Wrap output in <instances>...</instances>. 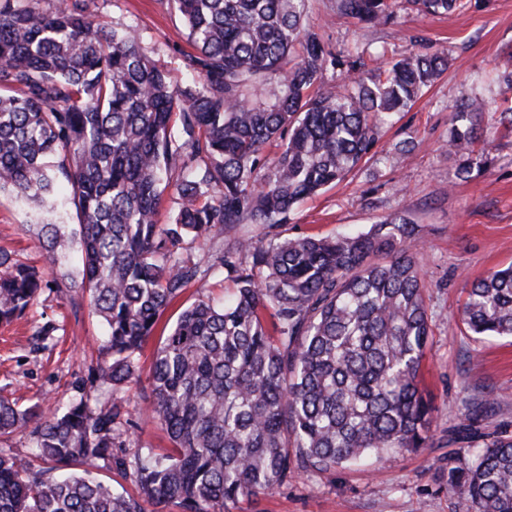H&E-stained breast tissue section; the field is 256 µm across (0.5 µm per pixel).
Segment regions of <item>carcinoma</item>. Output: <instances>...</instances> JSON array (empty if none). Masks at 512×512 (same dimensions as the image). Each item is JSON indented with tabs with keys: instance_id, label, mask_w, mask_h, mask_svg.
<instances>
[{
	"instance_id": "obj_1",
	"label": "carcinoma",
	"mask_w": 512,
	"mask_h": 512,
	"mask_svg": "<svg viewBox=\"0 0 512 512\" xmlns=\"http://www.w3.org/2000/svg\"><path fill=\"white\" fill-rule=\"evenodd\" d=\"M0 0V192L53 215L68 191L78 228L42 221L55 286L86 297L106 327L105 360L63 407L20 410L0 396V436L32 427L34 456L0 455V512H226L228 504L344 468L369 455L428 446L433 407L422 388L431 336L414 225L386 219L366 234L281 239L305 199L368 155L378 128L448 64L411 53L312 94L336 55L305 24L307 0H160L183 18L191 82L171 87L131 26L107 28L89 0ZM424 15L470 0H336L342 14L386 24L402 4ZM486 103L450 119L457 174L479 157ZM279 142L269 160L267 144ZM177 205L158 223L164 195ZM244 224L262 229L239 233ZM202 242L209 259L186 251ZM217 273L224 303L198 298L157 347L144 412L169 452L123 451L132 421L93 392L133 381L161 314ZM48 280L0 249V323L35 304ZM460 320L476 340L512 337V264L474 281ZM467 408L448 459L460 512H512V434L483 428ZM110 460L139 497L116 493L76 465Z\"/></svg>"
}]
</instances>
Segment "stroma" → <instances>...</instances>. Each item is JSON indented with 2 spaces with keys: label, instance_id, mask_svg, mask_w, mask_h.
I'll return each mask as SVG.
<instances>
[{
  "label": "stroma",
  "instance_id": "1",
  "mask_svg": "<svg viewBox=\"0 0 512 512\" xmlns=\"http://www.w3.org/2000/svg\"><path fill=\"white\" fill-rule=\"evenodd\" d=\"M307 22L339 57L362 48L365 68H385L398 55L447 52L448 67L406 111L385 126L370 155L337 185L307 199L280 227L281 237H333L368 231L400 214L417 227L415 258L432 317L426 349L425 388L434 406L432 441L415 452L387 455L359 466L302 477L288 487L231 505L229 512H458L440 483L458 448L448 442L466 405L491 400L485 425L512 432V339L468 336L459 320L470 284L512 263V131L491 127L480 147L488 163L457 177L449 154L448 121L461 102L479 97L502 102L499 77L512 70V0H471L468 9L422 16L401 8L385 25L356 23L336 0H308ZM96 22L138 27L152 58L172 87L188 83L179 64L190 50L180 16L159 0H90ZM414 144L398 154L394 146ZM0 248L14 260L49 270L25 206L0 194ZM102 333L88 301L73 305L44 289L27 314L0 325V394L19 406L52 410L76 396L88 377L90 356ZM151 336L138 356L137 383L124 394L134 426L131 447L157 454L171 443L139 408L150 392Z\"/></svg>",
  "mask_w": 512,
  "mask_h": 512
}]
</instances>
